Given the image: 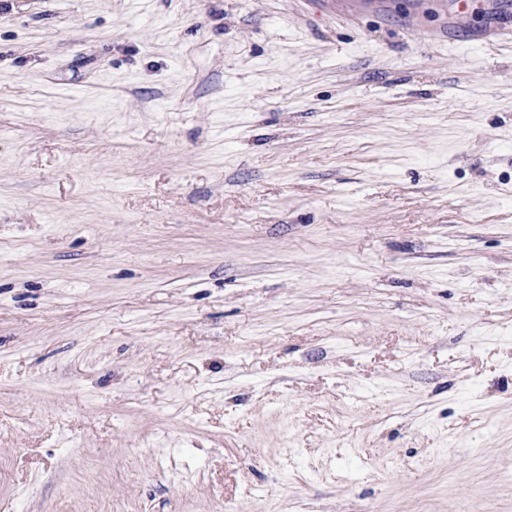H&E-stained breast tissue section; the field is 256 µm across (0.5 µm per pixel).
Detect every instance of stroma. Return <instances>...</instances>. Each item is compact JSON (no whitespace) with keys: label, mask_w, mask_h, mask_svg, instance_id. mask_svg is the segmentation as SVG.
<instances>
[{"label":"stroma","mask_w":512,"mask_h":512,"mask_svg":"<svg viewBox=\"0 0 512 512\" xmlns=\"http://www.w3.org/2000/svg\"><path fill=\"white\" fill-rule=\"evenodd\" d=\"M454 2L0 0V512H512V0Z\"/></svg>","instance_id":"obj_1"}]
</instances>
